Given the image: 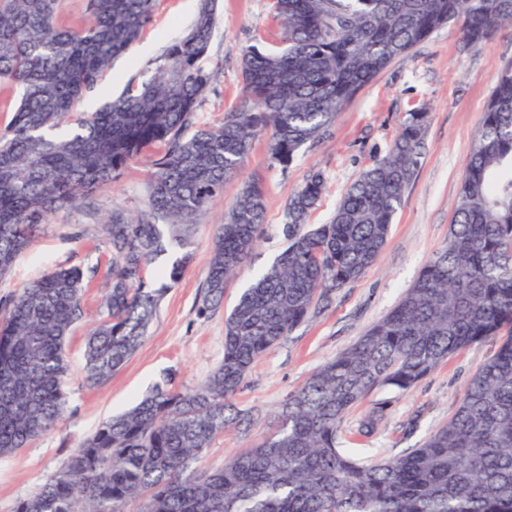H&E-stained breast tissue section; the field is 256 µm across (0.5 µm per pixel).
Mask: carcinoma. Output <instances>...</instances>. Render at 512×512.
Listing matches in <instances>:
<instances>
[{"instance_id": "1", "label": "carcinoma", "mask_w": 512, "mask_h": 512, "mask_svg": "<svg viewBox=\"0 0 512 512\" xmlns=\"http://www.w3.org/2000/svg\"><path fill=\"white\" fill-rule=\"evenodd\" d=\"M155 0H86L79 30L61 0H0V86L19 90L0 131V277L40 224L115 182L157 145L149 212L104 225L112 283L85 346L96 387L141 346L159 301L145 286L166 245L186 247L194 219L224 190L255 139L288 166L394 59L457 22L467 47L512 23V0H272L284 46L241 54L242 97L217 126L193 129L213 79L200 65L217 0H200L188 32L151 75L92 112L77 111L151 19ZM427 115L412 112L387 152L348 187L327 224L306 220L325 190L310 174L288 203V245L240 295L224 326V360L190 391L155 385L103 421L13 512H512V64L473 136L448 244L397 305L288 395L272 431L224 466L194 463L241 424L232 399L255 361L385 248L420 163ZM261 182L247 183L217 225L202 309L252 253L265 221ZM84 275L59 268L17 294L0 318V457L63 420L66 345L82 317ZM493 358L470 377L448 423L412 452L359 463L340 445L344 416L374 390L407 391L440 363L488 337ZM385 404L358 433L374 431Z\"/></svg>"}]
</instances>
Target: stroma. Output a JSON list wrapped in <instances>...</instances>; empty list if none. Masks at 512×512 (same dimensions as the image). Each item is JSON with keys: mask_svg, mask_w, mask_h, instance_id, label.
Masks as SVG:
<instances>
[{"mask_svg": "<svg viewBox=\"0 0 512 512\" xmlns=\"http://www.w3.org/2000/svg\"><path fill=\"white\" fill-rule=\"evenodd\" d=\"M197 0H156L139 46L114 61L99 96H118L129 83L141 82L151 64L187 32ZM280 31L271 0H221L206 69L216 77L199 102L195 123L223 121L242 95L239 53L248 47L273 49ZM512 63V26L483 45L465 47L458 25L449 24L395 59L360 94L338 112L322 139L307 143L288 167L271 161L267 138L255 142L240 174L227 182L208 210L196 220L186 249L159 256L146 272L148 287L161 293L142 345L129 361L101 385L82 381L84 340L100 318V301L112 255L101 224L112 210L137 215L147 206L153 167L142 155L125 167L112 186L41 224L31 246L0 278V312L24 286L59 266L77 267L86 285L83 316L75 325L66 353L70 379L62 423L18 454L0 457V512H13L19 499L36 492L80 443L109 416L131 407L154 385L170 381L186 391L204 381L224 359V323L238 297L287 246L283 226L288 203L309 174L321 172L326 192L310 223L329 221L343 192L392 144L410 113L427 115L419 166L405 192L377 265L358 280L336 290L330 304L302 323L291 336L264 354L248 373L235 403L244 423L218 437L202 461L219 468L272 428L279 405L300 388L320 365L350 347L379 321L417 279L448 241L453 205L463 179L472 138L484 118V106L498 76ZM263 183L266 222L249 259L226 285L223 303L203 309L207 266L220 224L242 187ZM191 262L177 281L167 272L183 252ZM501 341L491 337L451 356L407 391L375 390L342 423L341 440L364 464L399 456L420 447L444 425L477 368L491 358ZM386 411L376 431L359 436V422L377 403Z\"/></svg>", "mask_w": 512, "mask_h": 512, "instance_id": "35a3bbf8", "label": "stroma"}]
</instances>
